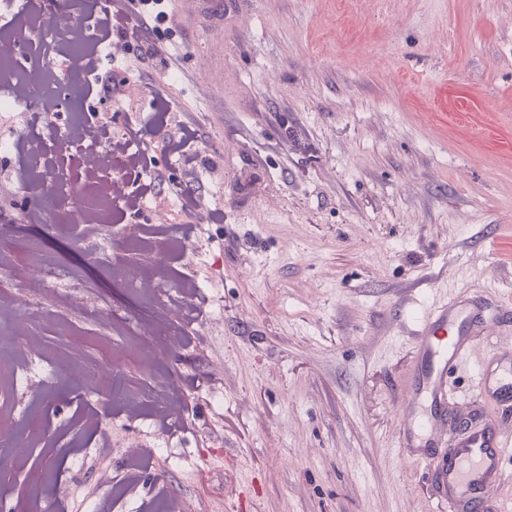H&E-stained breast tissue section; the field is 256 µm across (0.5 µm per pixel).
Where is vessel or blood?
<instances>
[{"label":"vessel or blood","instance_id":"obj_1","mask_svg":"<svg viewBox=\"0 0 512 512\" xmlns=\"http://www.w3.org/2000/svg\"><path fill=\"white\" fill-rule=\"evenodd\" d=\"M512 313L491 295L459 294L439 302L414 334V368L406 391L400 447L430 475L438 512H485L491 488L512 481L503 459L512 435L473 413L448 426L449 379L482 342L486 318ZM473 398L512 412V346L493 348L477 377Z\"/></svg>","mask_w":512,"mask_h":512}]
</instances>
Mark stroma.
<instances>
[{
    "label": "stroma",
    "instance_id": "35a3bbf8",
    "mask_svg": "<svg viewBox=\"0 0 512 512\" xmlns=\"http://www.w3.org/2000/svg\"><path fill=\"white\" fill-rule=\"evenodd\" d=\"M164 9L146 43L173 47L166 65L132 72L101 49V67L137 81L139 100L117 112L94 78L82 86L112 131L142 133L140 212L113 210L116 234L99 250L72 222L68 190L51 235L9 227L30 243L25 260L57 264L65 285L41 299L39 368L13 394L14 419L45 413L63 442L15 464L0 446L6 507L28 512L24 475L46 460L55 512L106 501L114 512H436L398 444L401 402L436 284L512 296V0H224L220 36L180 0ZM208 77L219 85L203 98ZM159 97L170 113L154 111ZM182 124L194 137L163 152ZM70 127L65 112L29 125L0 111V140L39 139L73 168ZM42 171L0 153L17 205L20 182L36 187ZM185 193L204 209L185 214ZM164 211L183 225L180 243ZM129 249L156 252L171 298L188 282L197 292L196 311L172 324L178 349L145 362L127 346L157 305L113 279ZM106 306L126 333L99 317ZM487 335L454 380L459 406L489 344L512 345V320ZM87 361L111 362L138 415L81 391L73 370ZM170 379L185 415L158 438L141 392ZM88 412L101 421L92 434Z\"/></svg>",
    "mask_w": 512,
    "mask_h": 512
}]
</instances>
